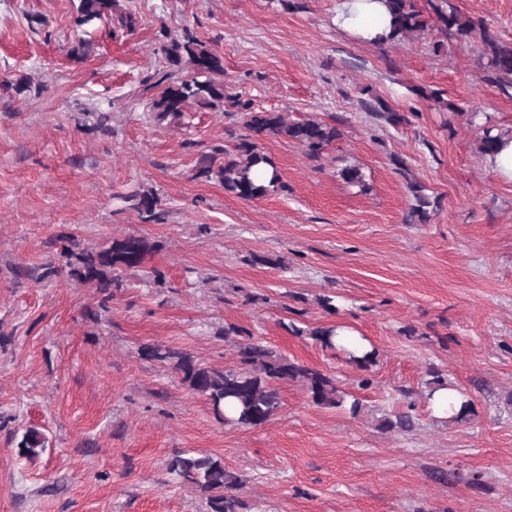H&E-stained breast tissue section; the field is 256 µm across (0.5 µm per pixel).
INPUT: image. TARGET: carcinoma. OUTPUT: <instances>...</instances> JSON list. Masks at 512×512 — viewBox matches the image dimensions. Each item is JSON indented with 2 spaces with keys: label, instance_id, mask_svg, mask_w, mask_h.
I'll return each instance as SVG.
<instances>
[{
  "label": "carcinoma",
  "instance_id": "cac0c4a2",
  "mask_svg": "<svg viewBox=\"0 0 512 512\" xmlns=\"http://www.w3.org/2000/svg\"><path fill=\"white\" fill-rule=\"evenodd\" d=\"M437 0L432 5L437 21L451 36H467L475 31V24L455 12H447ZM117 0H80L75 23L79 27L96 26L103 21L112 22ZM390 16L389 30L374 40L376 44L393 43L428 26L422 14L414 7L413 0H385ZM162 51L172 66L169 75L188 59L195 70L190 79H175L152 102L159 121L179 124L191 105L216 109L229 101L237 111L245 113L246 125L256 135L268 133L295 142L311 156H317L339 136L336 128L314 120L290 121L279 112L252 110L250 101L225 95L222 60L192 34L165 35ZM483 41L491 50L488 67L495 73L512 76V45L500 44L487 34ZM196 176L217 179L224 191L243 200L263 198L284 187L280 170L271 157L255 142L243 141L237 152L223 162L216 163V156H203ZM134 202V208L145 215L147 221L159 220L155 213L158 199L150 193L137 191L124 196ZM151 252L148 242L136 235H126L97 251L72 252L74 261L70 276L87 283L104 295V301L112 299V289L121 287L115 277L117 270L141 267ZM340 327L327 325L309 332L322 347L340 350L350 363L366 368L376 359V350L363 344L358 348L346 346L336 340ZM146 356L169 366L191 391L204 397L215 415L225 423L242 427H259L269 422L280 405L277 383L301 379L320 406L340 407L343 393L333 380L320 370L301 366L286 356L260 342L245 343L239 347V365L236 368L218 370L197 362L193 356L162 344L146 348ZM460 403L453 409L452 420L469 419L473 402L460 391ZM45 448V439L36 429L27 430L17 444L19 456L32 460ZM170 473L181 482L188 483L207 494L210 512H236L239 501L231 490L239 485V478L224 468V462L207 453H183L168 464Z\"/></svg>",
  "mask_w": 512,
  "mask_h": 512
}]
</instances>
